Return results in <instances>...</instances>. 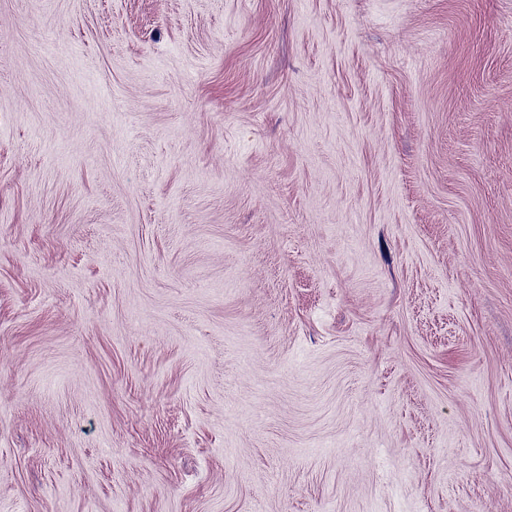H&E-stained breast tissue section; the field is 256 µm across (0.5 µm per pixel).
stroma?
I'll return each mask as SVG.
<instances>
[{"instance_id":"obj_1","label":"stroma","mask_w":512,"mask_h":512,"mask_svg":"<svg viewBox=\"0 0 512 512\" xmlns=\"http://www.w3.org/2000/svg\"><path fill=\"white\" fill-rule=\"evenodd\" d=\"M0 512H512V0H0Z\"/></svg>"}]
</instances>
